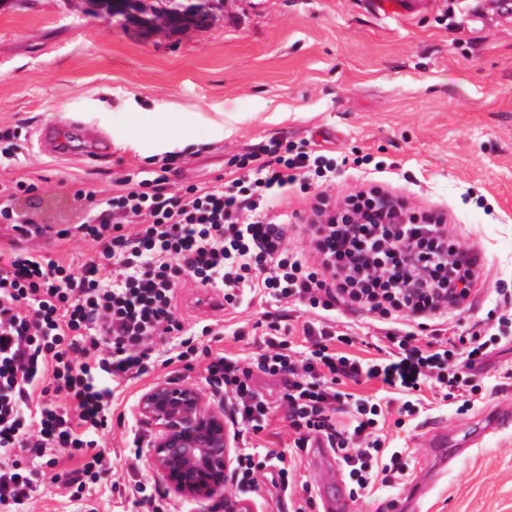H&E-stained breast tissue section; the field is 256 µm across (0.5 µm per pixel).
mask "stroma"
<instances>
[{
  "label": "stroma",
  "mask_w": 512,
  "mask_h": 512,
  "mask_svg": "<svg viewBox=\"0 0 512 512\" xmlns=\"http://www.w3.org/2000/svg\"><path fill=\"white\" fill-rule=\"evenodd\" d=\"M132 112L176 114L190 130L173 155L149 154L123 142ZM86 119L114 131L102 158L72 149L40 153L31 132L53 119ZM16 131L18 159L0 165V182L38 183L40 222L75 224L82 213L69 192L79 184L109 194L120 176L171 163L176 185L209 186L227 161L272 139L317 143L331 154L370 155L372 165L342 169L330 187L339 196L362 178L381 174L419 207L446 211L463 243L488 256L489 288L473 300L471 323L494 306L493 287L512 285V14L497 15L485 0H420L400 19L372 14L366 0H224L210 24L177 33L82 13L79 0H14L0 10V131ZM381 170H374V163ZM32 247L64 264L97 256L98 244L81 236L19 239L0 224V250ZM206 291L185 280L177 293L186 323L223 326L211 349L252 358L263 346L258 320L281 311L304 343L299 307L275 308L260 294L246 307L202 306ZM243 337H235V330ZM490 391L472 411L456 415L436 391L421 393L425 409L408 428L384 410L387 443L404 449L407 471L357 503L358 512H387L423 468H436L418 435L424 424L467 427L500 397L512 395V341L503 342L483 371ZM155 367L122 383L112 404V427L99 445L107 465L83 499L62 483H49L29 500L27 512H144L134 485L147 479L165 492V512H210V505L172 492L149 451L135 453L134 438L151 443L153 431L138 418L141 394L169 378ZM259 450L287 451L297 485L315 486L307 452L294 449L281 414L254 438ZM421 512H512V431L471 449L448 466L423 499Z\"/></svg>",
  "instance_id": "1"
}]
</instances>
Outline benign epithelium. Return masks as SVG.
Returning a JSON list of instances; mask_svg holds the SVG:
<instances>
[{
	"label": "benign epithelium",
	"instance_id": "obj_1",
	"mask_svg": "<svg viewBox=\"0 0 512 512\" xmlns=\"http://www.w3.org/2000/svg\"><path fill=\"white\" fill-rule=\"evenodd\" d=\"M139 414L155 430L151 455L170 488L193 500L224 493L231 471L230 437L224 415L191 382L167 379L140 397Z\"/></svg>",
	"mask_w": 512,
	"mask_h": 512
}]
</instances>
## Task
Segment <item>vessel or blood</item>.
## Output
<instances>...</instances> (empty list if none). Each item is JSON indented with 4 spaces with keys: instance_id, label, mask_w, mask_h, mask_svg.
Returning <instances> with one entry per match:
<instances>
[{
    "instance_id": "1",
    "label": "vessel or blood",
    "mask_w": 512,
    "mask_h": 512,
    "mask_svg": "<svg viewBox=\"0 0 512 512\" xmlns=\"http://www.w3.org/2000/svg\"><path fill=\"white\" fill-rule=\"evenodd\" d=\"M367 5L373 14L395 19L401 18L407 10L405 0H367ZM72 132L86 143L88 153L98 154L109 149L108 139L101 133L87 130L77 122L65 124L49 120L35 131L39 151L44 154L60 153L65 147L66 134ZM511 429L512 398L505 397L497 400L493 409L479 417L470 429L452 434L447 425L436 426L427 434V445L442 463L447 464L466 455L485 436ZM311 459L315 467L325 471L324 476L317 481L320 512H355L341 467L328 450L326 442L314 440ZM427 487V476L417 477L410 494L392 503L391 512H417L415 504Z\"/></svg>"
}]
</instances>
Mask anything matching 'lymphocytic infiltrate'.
Segmentation results:
<instances>
[{"label": "lymphocytic infiltrate", "mask_w": 512, "mask_h": 512, "mask_svg": "<svg viewBox=\"0 0 512 512\" xmlns=\"http://www.w3.org/2000/svg\"><path fill=\"white\" fill-rule=\"evenodd\" d=\"M337 163L291 142L270 141L235 156L222 184L174 190L170 167L148 176L115 179L100 199L82 186L79 224L49 230L29 218L38 186L0 184V223L19 236L72 234L99 243V257L79 265L15 247L0 253V507L25 512L37 489L40 466L57 454L78 462L66 484L82 498L96 483L104 455L99 436L112 424L114 382L139 378L154 362L193 370L231 406L241 441L264 428L275 408L297 449L323 439L336 452L352 499L364 498L376 480L392 482L406 463L400 449L385 450L379 435L382 404L342 391L345 381L379 380L398 401L396 427L417 419L422 387L442 401L483 393L479 367L505 330L491 319L460 324L471 308L473 285L486 263L483 252L461 245L443 211L418 209L377 181L336 200L324 190ZM310 191L307 214L293 222L280 205L292 188ZM243 303L257 288L279 303L309 313L306 345L293 348L278 316L266 322L265 347L246 361L199 348L197 337L219 336L211 323L185 326L176 314L183 278ZM383 326L386 358L364 363L348 354L357 334L337 329L341 313ZM281 381L279 402L268 401L254 373ZM40 401H33V394ZM32 467L8 463L14 451ZM292 465L284 453L243 449L235 460L236 487L258 492L267 479L280 497L292 498Z\"/></svg>", "instance_id": "f902f5d3"}]
</instances>
